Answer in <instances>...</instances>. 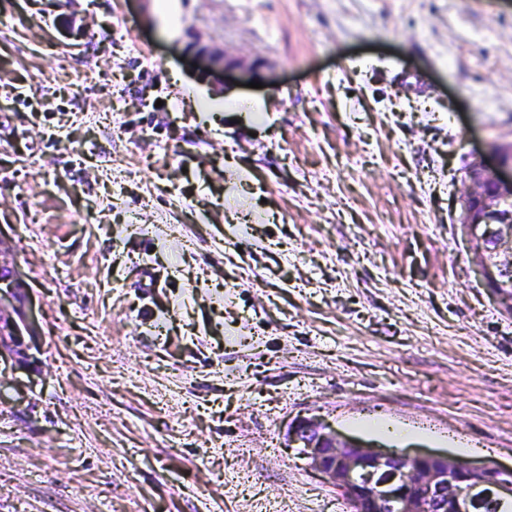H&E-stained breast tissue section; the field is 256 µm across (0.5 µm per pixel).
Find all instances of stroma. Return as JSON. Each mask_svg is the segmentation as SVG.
Returning a JSON list of instances; mask_svg holds the SVG:
<instances>
[{"label":"stroma","instance_id":"35a3bbf8","mask_svg":"<svg viewBox=\"0 0 512 512\" xmlns=\"http://www.w3.org/2000/svg\"><path fill=\"white\" fill-rule=\"evenodd\" d=\"M511 144L512 0H0L42 362L0 365V512H339L302 416L512 465V314L457 201ZM189 55L205 64L211 71H219L223 74L233 73L237 68L250 69L252 65L246 66L243 62L229 57L224 51H217L198 42L190 44L187 48Z\"/></svg>","mask_w":512,"mask_h":512}]
</instances>
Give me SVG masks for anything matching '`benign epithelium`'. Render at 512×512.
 Segmentation results:
<instances>
[{"instance_id": "7a95c632", "label": "benign epithelium", "mask_w": 512, "mask_h": 512, "mask_svg": "<svg viewBox=\"0 0 512 512\" xmlns=\"http://www.w3.org/2000/svg\"><path fill=\"white\" fill-rule=\"evenodd\" d=\"M189 55L212 71L231 73L246 65L198 42ZM460 224L467 251L484 285L502 301L500 289L512 282V147L501 148L496 165L474 159L460 193ZM29 293L21 274L0 261V362L38 369L26 338H34ZM288 442L341 493L351 512H474L485 504H512V467L473 464L430 452L371 447L341 437L315 418H299Z\"/></svg>"}]
</instances>
